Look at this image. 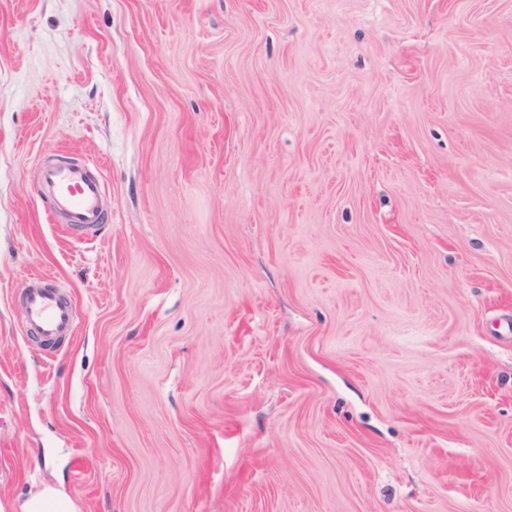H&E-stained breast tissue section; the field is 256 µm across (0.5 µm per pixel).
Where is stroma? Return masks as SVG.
Returning a JSON list of instances; mask_svg holds the SVG:
<instances>
[{
	"label": "stroma",
	"instance_id": "obj_1",
	"mask_svg": "<svg viewBox=\"0 0 512 512\" xmlns=\"http://www.w3.org/2000/svg\"><path fill=\"white\" fill-rule=\"evenodd\" d=\"M48 486L512 512V0H0V512ZM93 161H63L45 165L40 170L38 185L50 189L55 210L68 224L67 229L89 235L106 222L101 200L105 194L102 180L90 172ZM22 323L44 342L52 343L64 336H73L78 314L70 300L51 288H22Z\"/></svg>",
	"mask_w": 512,
	"mask_h": 512
}]
</instances>
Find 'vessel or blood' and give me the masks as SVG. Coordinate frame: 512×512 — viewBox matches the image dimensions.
<instances>
[{"mask_svg":"<svg viewBox=\"0 0 512 512\" xmlns=\"http://www.w3.org/2000/svg\"><path fill=\"white\" fill-rule=\"evenodd\" d=\"M39 186L50 189L55 210L67 221L71 232L90 234L105 222L101 200L105 193L89 162H61L43 166ZM22 322L44 342L74 335L78 314L70 300L51 288L28 286L22 290Z\"/></svg>","mask_w":512,"mask_h":512,"instance_id":"1","label":"vessel or blood"}]
</instances>
